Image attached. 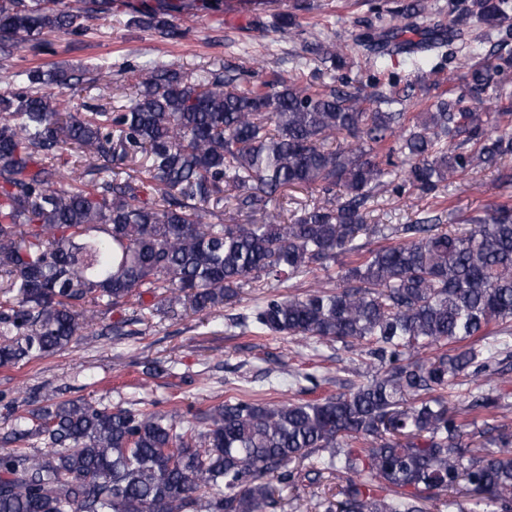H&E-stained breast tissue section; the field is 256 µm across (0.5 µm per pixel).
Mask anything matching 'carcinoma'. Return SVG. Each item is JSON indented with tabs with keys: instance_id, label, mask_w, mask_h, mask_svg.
I'll return each instance as SVG.
<instances>
[{
	"instance_id": "cac0c4a2",
	"label": "carcinoma",
	"mask_w": 512,
	"mask_h": 512,
	"mask_svg": "<svg viewBox=\"0 0 512 512\" xmlns=\"http://www.w3.org/2000/svg\"><path fill=\"white\" fill-rule=\"evenodd\" d=\"M0 0V50L38 47L48 33H79L112 0ZM218 9L220 0H156L131 23L170 40L174 13ZM410 0L404 31L427 13ZM294 11L279 14L297 26ZM512 0H467L470 20L500 28ZM460 31L420 41L367 36L357 45L382 57L411 53L415 71L436 70ZM316 51L329 81L278 74L246 80L232 69L190 76L174 64L109 66L89 88L138 73L136 96L115 107L66 98L53 88L83 83L63 70L26 72L28 85L0 91V366L54 355L89 336L100 302L121 307L146 294L155 312H203L252 283L277 289L314 280L302 296L268 293L251 312L261 333L340 343L366 360V382L310 401L249 396L197 414L104 406L79 398L15 418L16 443L48 439L42 455L0 453V512H273L267 480L296 488L328 472L341 499L325 512H426L435 491L463 480L475 498L448 512H512V426L508 394L476 386L505 375L512 346L471 342L512 320V205L494 206L468 230L418 218L368 248L363 235L374 192L414 188L445 197L448 183L512 155V49L465 54L462 94L415 118L386 112L401 99L336 82L343 46ZM144 157L136 176L114 169ZM103 161L97 178L76 174ZM317 193L291 221L275 195ZM337 278L336 288L327 281ZM450 350L422 358L438 346ZM204 420L200 431L194 420ZM311 461L310 469L300 468Z\"/></svg>"
}]
</instances>
